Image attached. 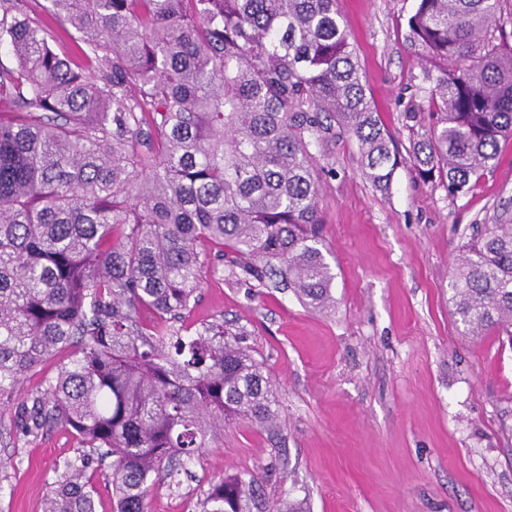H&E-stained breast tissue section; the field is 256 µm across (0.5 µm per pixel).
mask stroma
<instances>
[{
  "label": "stroma",
  "mask_w": 512,
  "mask_h": 512,
  "mask_svg": "<svg viewBox=\"0 0 512 512\" xmlns=\"http://www.w3.org/2000/svg\"><path fill=\"white\" fill-rule=\"evenodd\" d=\"M417 0H337L371 98L398 143L434 118L407 120L425 63L407 40ZM320 249L334 305L318 312L292 289L242 283L212 242H200L204 280L185 325L227 321L264 364L279 405L275 431L226 423L174 476L148 512H198L229 475L261 473L268 502L307 512H512V340L464 335L448 303L462 245L479 224L512 211V140L463 196L400 164L389 190L363 175L355 140L315 151ZM79 442L54 428L0 438V512H42L54 468Z\"/></svg>",
  "instance_id": "1"
}]
</instances>
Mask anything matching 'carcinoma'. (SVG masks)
<instances>
[{"instance_id": "cac0c4a2", "label": "carcinoma", "mask_w": 512, "mask_h": 512, "mask_svg": "<svg viewBox=\"0 0 512 512\" xmlns=\"http://www.w3.org/2000/svg\"><path fill=\"white\" fill-rule=\"evenodd\" d=\"M507 0H417L407 40L440 120L413 143L419 175L467 194L512 139ZM85 38L86 68L24 0H0V418L76 432L44 512H95L89 469L109 461L113 512H148L155 477L215 430L279 418L273 388L224 323L175 325L195 300L201 239L244 281L334 302L318 244L311 149L344 133L388 189L401 162L371 105L336 0H50ZM437 76L431 77V71ZM478 336L512 337V221L476 229L448 283ZM61 356L35 394L21 380ZM263 477L212 485L199 512H263Z\"/></svg>"}]
</instances>
